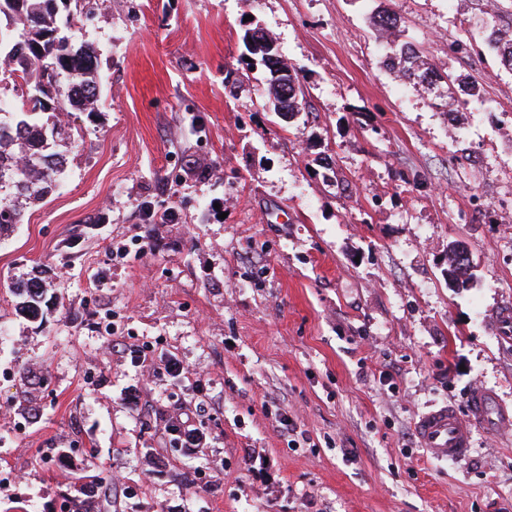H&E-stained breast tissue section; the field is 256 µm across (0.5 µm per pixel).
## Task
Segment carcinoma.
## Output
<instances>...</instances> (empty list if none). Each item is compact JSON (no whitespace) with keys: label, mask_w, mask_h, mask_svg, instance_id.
Returning a JSON list of instances; mask_svg holds the SVG:
<instances>
[{"label":"carcinoma","mask_w":512,"mask_h":512,"mask_svg":"<svg viewBox=\"0 0 512 512\" xmlns=\"http://www.w3.org/2000/svg\"><path fill=\"white\" fill-rule=\"evenodd\" d=\"M79 0H0V97L12 93L19 98L16 109L0 107V234L21 224L29 206L42 202L77 147L80 132L62 123L67 112H95L101 101L98 54L79 39ZM375 26L387 32L397 17L380 8ZM483 42L512 71V37L489 24ZM404 64L401 77L427 82L430 67L419 51L400 48ZM269 95L273 110L288 105V117L305 104L296 73L281 60L269 70ZM448 286L463 288L469 282L473 260L463 269L453 255L468 249L455 244L448 249ZM17 298L16 311L32 319L42 315L45 288L38 277L10 285ZM74 512H103L106 500L95 503L66 494Z\"/></svg>","instance_id":"cac0c4a2"}]
</instances>
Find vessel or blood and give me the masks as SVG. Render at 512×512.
<instances>
[{
    "label": "vessel or blood",
    "mask_w": 512,
    "mask_h": 512,
    "mask_svg": "<svg viewBox=\"0 0 512 512\" xmlns=\"http://www.w3.org/2000/svg\"><path fill=\"white\" fill-rule=\"evenodd\" d=\"M500 432L512 428V412L499 408L491 393L480 390L469 402L468 417L443 406L422 415L416 423L419 445L437 461L458 460L468 454L476 429Z\"/></svg>",
    "instance_id": "vessel-or-blood-1"
}]
</instances>
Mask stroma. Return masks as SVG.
Instances as JSON below:
<instances>
[{
    "mask_svg": "<svg viewBox=\"0 0 512 512\" xmlns=\"http://www.w3.org/2000/svg\"><path fill=\"white\" fill-rule=\"evenodd\" d=\"M490 22L512 31V0H99L79 37L104 105L69 117L83 138L55 190L0 239V512H61L101 472L111 512H512V429L459 461L414 435L479 389L512 411V131L491 119L512 73ZM256 28L298 72L294 118L269 107ZM392 45L436 80L398 78ZM459 81L479 96L450 120ZM455 241L475 263L460 290ZM36 273L33 321L8 284ZM134 348L182 375L140 373ZM177 415L202 453L171 444ZM483 42L499 59L501 66L512 71V36L504 35L500 28L488 24L483 31ZM457 253H459V255H458L457 259L455 260V262L453 263L454 259L452 256H453V254H457ZM460 253H462V254H460ZM464 253L467 254L468 249L466 246H464L462 244L452 245L448 249V255L449 254L450 255L448 256V268L446 271V275H447V280H448V286H450L452 288H464L472 276V273H470V269L474 268V265H473V259H472L471 252H470L471 259H469V258L466 259L468 262L467 268L463 269L459 265V258Z\"/></svg>",
    "mask_w": 512,
    "mask_h": 512,
    "instance_id": "35a3bbf8",
    "label": "stroma"
}]
</instances>
